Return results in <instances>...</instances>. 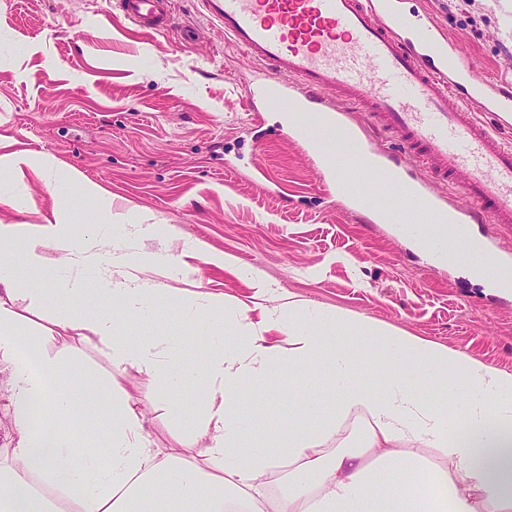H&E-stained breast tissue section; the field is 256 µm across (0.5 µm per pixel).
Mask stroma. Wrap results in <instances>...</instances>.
Masks as SVG:
<instances>
[{
	"label": "stroma",
	"instance_id": "obj_1",
	"mask_svg": "<svg viewBox=\"0 0 512 512\" xmlns=\"http://www.w3.org/2000/svg\"><path fill=\"white\" fill-rule=\"evenodd\" d=\"M411 22L429 17L456 41L478 76L512 83V0H403ZM173 28L148 34L110 0H0V142L9 151L56 157L112 196L125 223L151 229L138 249L177 255L188 277L166 265L146 271L167 299L206 293L245 306L260 319L274 297L357 314L512 372V292L474 280L467 263L432 269L393 225L372 224L327 191L301 140L282 135L280 112H252L254 68L195 0H174ZM196 33L193 41L181 29ZM19 197L0 205V224H41L60 215L80 243L95 231L98 204L79 183L56 191L34 175L0 179ZM501 278L512 281V224H474ZM237 264H215L223 254ZM259 271L276 288L266 294ZM103 313L93 296L47 292L19 297L23 328L55 352L70 332L60 310ZM186 336L198 352L196 380L170 387L135 373L118 376L142 401L152 447L194 456L206 442L193 412L173 421L164 397L194 400L207 384L209 323L157 308L126 320L127 336ZM284 379L280 396L255 397L263 419L312 423L326 395L298 398Z\"/></svg>",
	"mask_w": 512,
	"mask_h": 512
}]
</instances>
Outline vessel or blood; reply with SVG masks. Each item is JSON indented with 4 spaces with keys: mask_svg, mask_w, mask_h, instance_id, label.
Segmentation results:
<instances>
[{
    "mask_svg": "<svg viewBox=\"0 0 512 512\" xmlns=\"http://www.w3.org/2000/svg\"><path fill=\"white\" fill-rule=\"evenodd\" d=\"M397 0H197L203 14L264 72L255 75L250 111L292 113L293 135L308 139L341 127L340 91L405 147L378 163L366 141L349 140L348 168L329 181L352 208L406 233L418 224H512V146L478 122L488 112L512 121V85L492 84L461 64L433 27L411 30ZM146 32L167 29L173 0H114ZM426 161L451 182L456 199L411 167Z\"/></svg>",
    "mask_w": 512,
    "mask_h": 512,
    "instance_id": "obj_1",
    "label": "vessel or blood"
}]
</instances>
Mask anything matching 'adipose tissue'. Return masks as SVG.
<instances>
[{
	"instance_id": "1",
	"label": "adipose tissue",
	"mask_w": 512,
	"mask_h": 512,
	"mask_svg": "<svg viewBox=\"0 0 512 512\" xmlns=\"http://www.w3.org/2000/svg\"><path fill=\"white\" fill-rule=\"evenodd\" d=\"M5 168L19 181L31 172L49 186L80 183L99 203L97 237L114 271L81 278L91 247L73 245L61 220L29 233L0 224V247L14 252L0 257V365L9 371L17 434L0 460V512H233L240 503L251 512H512V373L362 316L293 301L256 321L210 295L181 302L186 318H209L217 333L196 413L207 441L198 460L148 446L140 401L113 374L85 371L54 393L85 346L106 351L116 372L179 385L192 383L196 368L184 354L187 338L121 337L108 318L70 314L81 344L52 355L43 337L21 331L7 299L33 284L90 292L129 317H151L159 290L138 273L161 257L135 249L127 225L112 217L111 197L54 157L3 153ZM51 243L60 262L48 267L42 250ZM21 265L29 280L18 276ZM297 373L307 387L330 391L316 424L285 430L270 420L255 430L251 393L274 395L281 377ZM38 401L52 402L63 419L108 418L106 458L85 453L80 435L35 426L26 409ZM356 414L370 421L362 447L324 452L323 436ZM419 445L436 449L435 464L416 453Z\"/></svg>"
}]
</instances>
